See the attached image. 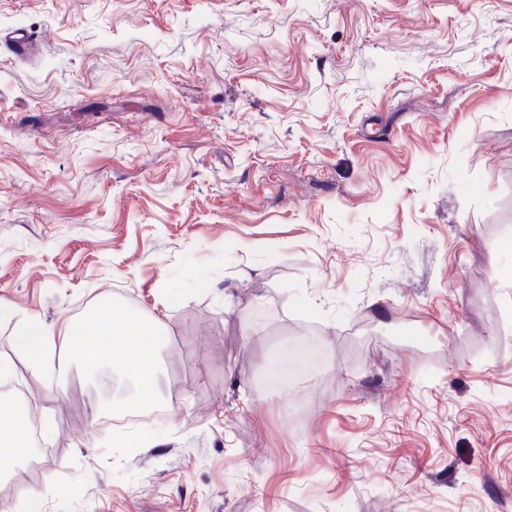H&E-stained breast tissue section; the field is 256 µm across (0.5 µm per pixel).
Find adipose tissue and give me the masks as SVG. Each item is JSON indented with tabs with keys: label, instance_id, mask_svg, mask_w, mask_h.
<instances>
[{
	"label": "adipose tissue",
	"instance_id": "1",
	"mask_svg": "<svg viewBox=\"0 0 512 512\" xmlns=\"http://www.w3.org/2000/svg\"><path fill=\"white\" fill-rule=\"evenodd\" d=\"M166 336L158 321L128 313L104 302L78 321L65 322L60 330L48 329L32 319L19 329L18 344L32 359V375L42 372L41 359L56 356L59 366L80 358L95 370L108 366L135 385L130 397L120 400L123 408L151 402L155 394L161 352ZM0 445L9 448L7 458H0V476L8 474L28 458L32 446L29 420L5 408L0 409Z\"/></svg>",
	"mask_w": 512,
	"mask_h": 512
}]
</instances>
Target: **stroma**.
<instances>
[{
	"instance_id": "stroma-1",
	"label": "stroma",
	"mask_w": 512,
	"mask_h": 512,
	"mask_svg": "<svg viewBox=\"0 0 512 512\" xmlns=\"http://www.w3.org/2000/svg\"><path fill=\"white\" fill-rule=\"evenodd\" d=\"M17 27L0 359L55 431L0 512H512V0H0ZM103 301L161 320L164 415L30 375L21 323ZM36 42L37 39L34 35L21 28L0 32V50L15 57L21 58L29 55Z\"/></svg>"
}]
</instances>
